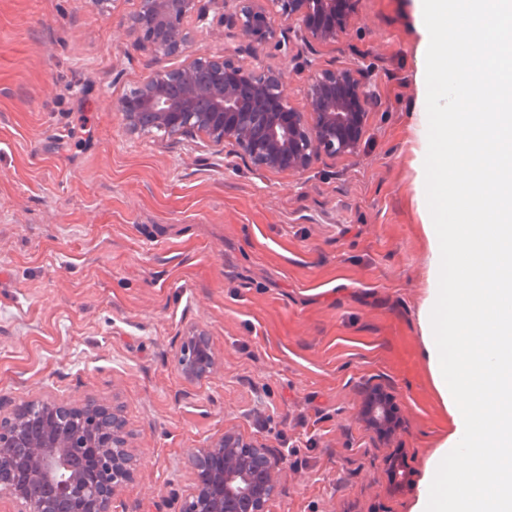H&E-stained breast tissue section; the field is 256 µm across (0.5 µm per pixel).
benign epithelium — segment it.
I'll list each match as a JSON object with an SVG mask.
<instances>
[{"instance_id": "7a95c632", "label": "benign epithelium", "mask_w": 512, "mask_h": 512, "mask_svg": "<svg viewBox=\"0 0 512 512\" xmlns=\"http://www.w3.org/2000/svg\"><path fill=\"white\" fill-rule=\"evenodd\" d=\"M227 27L242 45L258 52L274 45L283 55L300 43L318 53L347 33V0H139L128 33L156 57L184 55L175 68L151 72L130 94L112 102L131 134L156 130L173 137L202 136L228 142L263 171L301 173L322 153L353 156L360 150L372 105L360 68L312 67L303 107L284 91L282 73L246 69L224 55H188L185 26L191 17ZM189 382L219 366L210 338L192 328L180 349ZM379 385L365 391L361 418L377 434L393 414ZM43 409L66 420H89L86 452L73 449L69 434L17 413L11 434L0 433V498L18 512H112L120 487L132 475L119 409L93 397L72 404L47 397ZM196 479L187 494L188 512H269L281 458L261 443L226 432L192 451ZM70 486L57 497L53 488Z\"/></svg>"}]
</instances>
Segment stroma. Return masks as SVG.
Here are the masks:
<instances>
[{"label": "stroma", "mask_w": 512, "mask_h": 512, "mask_svg": "<svg viewBox=\"0 0 512 512\" xmlns=\"http://www.w3.org/2000/svg\"><path fill=\"white\" fill-rule=\"evenodd\" d=\"M319 62L358 63L377 104L357 156L301 174L231 145L127 132L110 104L177 56L127 34L137 0H0V414L118 404L133 479L114 512H181L188 455L227 431L282 460L270 512H409L449 414L424 358L433 274L413 128L415 0H352ZM236 63L310 70L275 47ZM218 371L186 382L188 328ZM382 383L400 426L359 419Z\"/></svg>", "instance_id": "1"}]
</instances>
